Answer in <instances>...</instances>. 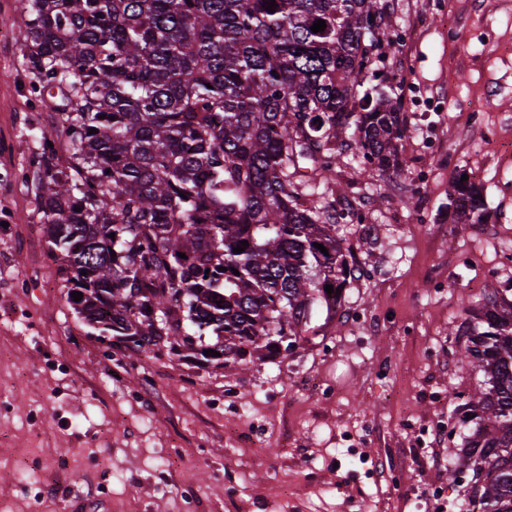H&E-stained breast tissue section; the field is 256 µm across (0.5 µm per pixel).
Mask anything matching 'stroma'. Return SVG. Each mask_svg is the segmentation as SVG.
I'll return each instance as SVG.
<instances>
[{
    "label": "stroma",
    "instance_id": "1",
    "mask_svg": "<svg viewBox=\"0 0 512 512\" xmlns=\"http://www.w3.org/2000/svg\"><path fill=\"white\" fill-rule=\"evenodd\" d=\"M385 3L404 167L371 179L351 157L319 188L358 252L343 305L367 318L317 315L294 352L210 374L78 323L29 179L56 100L31 89L27 0H0V512H425L434 484L459 501L464 430L417 438L485 382L450 333L461 298L491 269L512 288V0ZM473 169L491 234L448 220Z\"/></svg>",
    "mask_w": 512,
    "mask_h": 512
}]
</instances>
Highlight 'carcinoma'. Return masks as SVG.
I'll use <instances>...</instances> for the list:
<instances>
[{"label": "carcinoma", "mask_w": 512, "mask_h": 512, "mask_svg": "<svg viewBox=\"0 0 512 512\" xmlns=\"http://www.w3.org/2000/svg\"><path fill=\"white\" fill-rule=\"evenodd\" d=\"M268 2L30 0L32 90L59 98L37 166L43 232L83 294L72 305L87 335L125 356L216 372L294 350L341 302L325 286L344 289L356 268L311 197L349 149L381 174L402 169L405 117L373 68L380 0ZM59 131L65 161L49 146ZM448 211L489 218L459 176ZM511 292L462 305L461 360L488 384L457 407L463 512H512Z\"/></svg>", "instance_id": "1"}]
</instances>
